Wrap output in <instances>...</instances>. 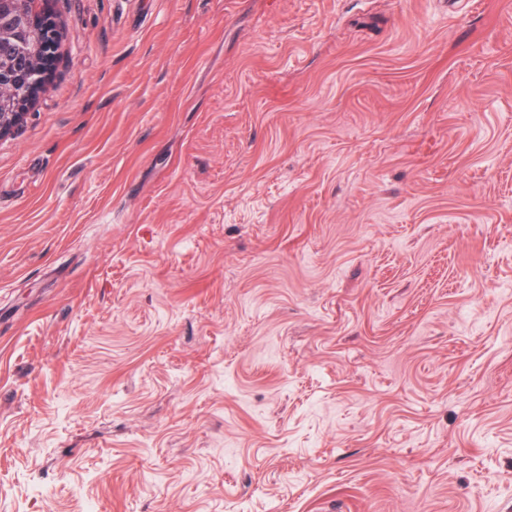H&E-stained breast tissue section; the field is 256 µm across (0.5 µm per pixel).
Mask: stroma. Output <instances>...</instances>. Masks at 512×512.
I'll list each match as a JSON object with an SVG mask.
<instances>
[{
    "instance_id": "obj_1",
    "label": "stroma",
    "mask_w": 512,
    "mask_h": 512,
    "mask_svg": "<svg viewBox=\"0 0 512 512\" xmlns=\"http://www.w3.org/2000/svg\"><path fill=\"white\" fill-rule=\"evenodd\" d=\"M52 8L0 512H512V5Z\"/></svg>"
}]
</instances>
